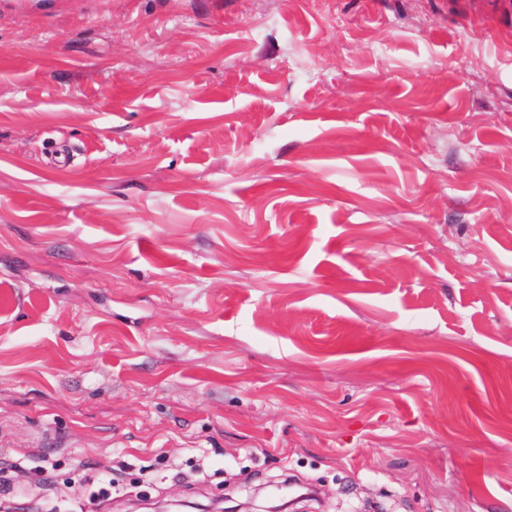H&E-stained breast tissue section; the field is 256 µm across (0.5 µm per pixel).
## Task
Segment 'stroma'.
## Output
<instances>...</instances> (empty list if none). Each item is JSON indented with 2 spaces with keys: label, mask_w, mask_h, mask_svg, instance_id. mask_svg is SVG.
I'll return each instance as SVG.
<instances>
[{
  "label": "stroma",
  "mask_w": 512,
  "mask_h": 512,
  "mask_svg": "<svg viewBox=\"0 0 512 512\" xmlns=\"http://www.w3.org/2000/svg\"><path fill=\"white\" fill-rule=\"evenodd\" d=\"M0 452L38 512H512V0L0 9ZM288 497L287 493L274 494L271 496V505L268 506H259L255 504V496H251L247 502L239 503L235 506H230L226 508V512H250V509H257L256 507L264 508V510H256L263 512H282L288 509L293 504V501L296 498H292L290 500H286ZM279 502L278 504H276ZM246 509V510H242Z\"/></svg>",
  "instance_id": "35a3bbf8"
}]
</instances>
